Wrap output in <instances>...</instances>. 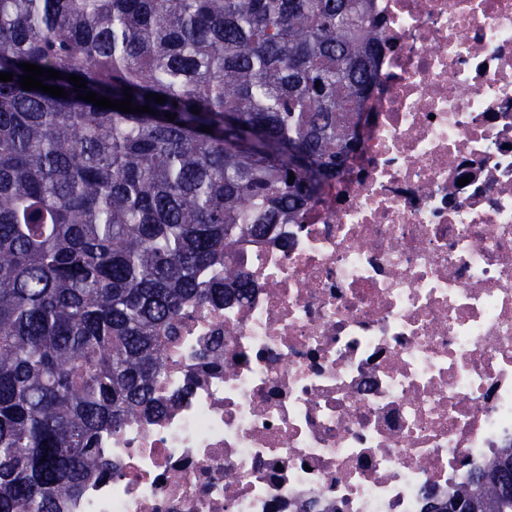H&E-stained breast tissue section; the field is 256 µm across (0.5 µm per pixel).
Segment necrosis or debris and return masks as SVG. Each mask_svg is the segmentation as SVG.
<instances>
[{"label": "necrosis or debris", "instance_id": "necrosis-or-debris-1", "mask_svg": "<svg viewBox=\"0 0 512 512\" xmlns=\"http://www.w3.org/2000/svg\"><path fill=\"white\" fill-rule=\"evenodd\" d=\"M371 113L295 221L186 307L159 416L60 512H422L512 446V0H372ZM465 186H458V179Z\"/></svg>", "mask_w": 512, "mask_h": 512}]
</instances>
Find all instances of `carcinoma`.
Wrapping results in <instances>:
<instances>
[{"label":"carcinoma","instance_id":"cac0c4a2","mask_svg":"<svg viewBox=\"0 0 512 512\" xmlns=\"http://www.w3.org/2000/svg\"><path fill=\"white\" fill-rule=\"evenodd\" d=\"M368 2L0 0V512L106 474L99 435L158 413L182 310L248 295L234 239L336 177L382 47ZM20 63L156 114L26 91ZM431 497L512 512V451Z\"/></svg>","mask_w":512,"mask_h":512}]
</instances>
